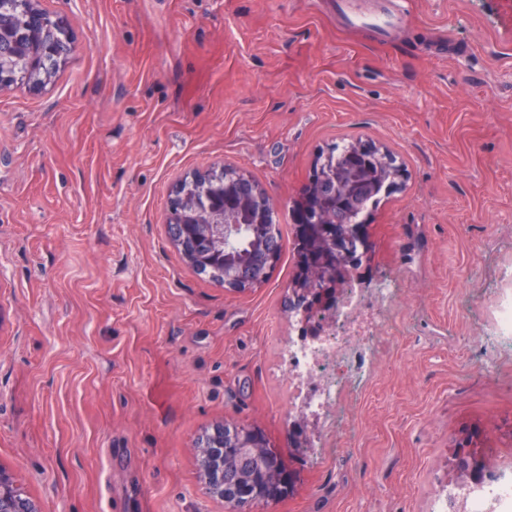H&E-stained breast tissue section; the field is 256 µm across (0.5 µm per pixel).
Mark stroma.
<instances>
[{
	"label": "stroma",
	"instance_id": "35a3bbf8",
	"mask_svg": "<svg viewBox=\"0 0 512 512\" xmlns=\"http://www.w3.org/2000/svg\"><path fill=\"white\" fill-rule=\"evenodd\" d=\"M38 5L72 43L44 86L0 88V469L43 512H224L196 452L224 422L294 460L290 494L243 512H437L473 431L511 479L512 341L491 323L512 289V0H401L390 38L333 0ZM356 141L401 172L366 218L364 286L394 303L299 462L292 209ZM227 166L283 238L244 291L167 227L181 183Z\"/></svg>",
	"mask_w": 512,
	"mask_h": 512
}]
</instances>
